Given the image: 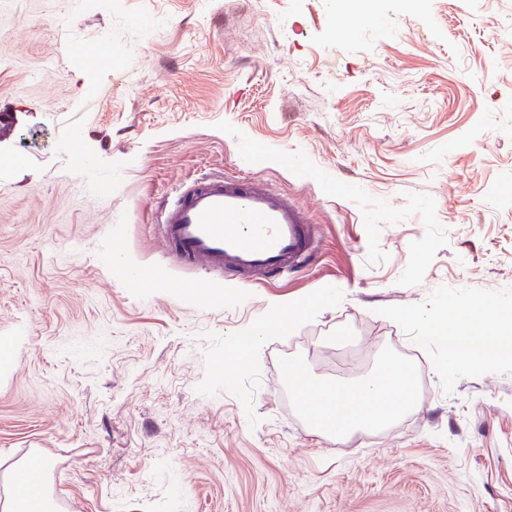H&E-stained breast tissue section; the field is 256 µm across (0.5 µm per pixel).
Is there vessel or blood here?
Segmentation results:
<instances>
[{"mask_svg": "<svg viewBox=\"0 0 512 512\" xmlns=\"http://www.w3.org/2000/svg\"><path fill=\"white\" fill-rule=\"evenodd\" d=\"M167 256L243 285L303 265L318 243L303 207L255 178L210 173L157 212Z\"/></svg>", "mask_w": 512, "mask_h": 512, "instance_id": "vessel-or-blood-1", "label": "vessel or blood"}]
</instances>
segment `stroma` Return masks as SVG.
Segmentation results:
<instances>
[{"label":"stroma","instance_id":"obj_1","mask_svg":"<svg viewBox=\"0 0 512 512\" xmlns=\"http://www.w3.org/2000/svg\"><path fill=\"white\" fill-rule=\"evenodd\" d=\"M337 10L0 0V462L47 457L59 512H512V364L449 370L420 322L512 309V0H375L341 38ZM214 172L295 198L317 260L179 291L153 208ZM276 303L305 313L236 366ZM381 348L416 409L310 428L289 363L348 382Z\"/></svg>","mask_w":512,"mask_h":512}]
</instances>
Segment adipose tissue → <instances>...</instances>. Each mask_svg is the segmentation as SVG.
I'll return each instance as SVG.
<instances>
[{"instance_id":"ef3b65f1","label":"adipose tissue","mask_w":512,"mask_h":512,"mask_svg":"<svg viewBox=\"0 0 512 512\" xmlns=\"http://www.w3.org/2000/svg\"><path fill=\"white\" fill-rule=\"evenodd\" d=\"M294 316L293 310L275 306L271 319L257 321L239 337L244 350L238 354V362H247L250 351L266 337L286 334ZM423 324L428 338L443 336L454 341L448 352L452 369L485 364V357L471 352L472 344L495 341L512 346V322L503 309L481 302L466 310L449 305L442 313L424 319ZM288 379L300 402L308 404L315 429L339 438L356 429L388 425L416 405L409 365L383 350L377 352L372 371L350 383L321 382L297 364L289 365Z\"/></svg>"}]
</instances>
